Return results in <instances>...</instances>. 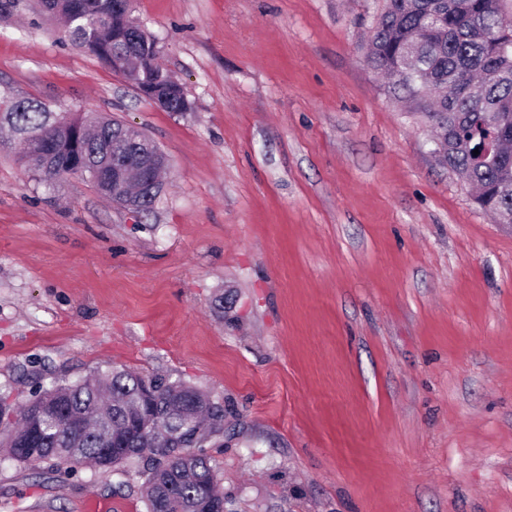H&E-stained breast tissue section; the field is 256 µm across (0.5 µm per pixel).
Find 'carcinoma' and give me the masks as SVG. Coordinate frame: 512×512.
Returning a JSON list of instances; mask_svg holds the SVG:
<instances>
[{"label": "carcinoma", "mask_w": 512, "mask_h": 512, "mask_svg": "<svg viewBox=\"0 0 512 512\" xmlns=\"http://www.w3.org/2000/svg\"><path fill=\"white\" fill-rule=\"evenodd\" d=\"M64 19L72 45L116 69L139 72L149 85L168 72L150 35L112 0H38ZM512 0H386L371 34L367 58L392 80L412 111L436 127L439 162L477 189L476 203L512 224ZM20 146L18 161L50 188L73 174L71 154L84 149L101 160L124 122L101 115L64 117L34 99L0 103ZM494 131L500 158L473 154L479 136ZM133 211L148 213L158 193L131 178ZM19 415L0 447L20 464L48 461L57 472L84 461L100 469L136 462L146 473L147 512H198L203 496L224 499L205 453L224 433V404L180 380L112 369L55 385L17 409L0 398V423Z\"/></svg>", "instance_id": "carcinoma-1"}]
</instances>
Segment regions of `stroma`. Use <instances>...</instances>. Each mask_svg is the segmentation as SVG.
Here are the masks:
<instances>
[{"label":"stroma","instance_id":"35a3bbf8","mask_svg":"<svg viewBox=\"0 0 512 512\" xmlns=\"http://www.w3.org/2000/svg\"><path fill=\"white\" fill-rule=\"evenodd\" d=\"M4 2L0 101L117 117L170 168L138 215L0 149V396L211 394L225 512H512V225L368 65L385 0H132L189 112ZM143 482L1 453L0 512H146ZM129 78L138 92L142 96L149 99L161 110L164 111L168 107L166 112H184V110L187 108V104L184 99L178 96L173 97L175 94L182 95L184 97V87L175 77L171 76L167 83L163 86L153 87L151 89H143L142 87H138L134 84L130 76Z\"/></svg>","mask_w":512,"mask_h":512}]
</instances>
